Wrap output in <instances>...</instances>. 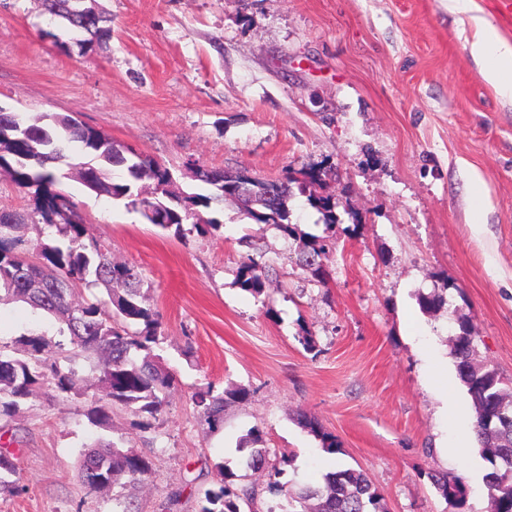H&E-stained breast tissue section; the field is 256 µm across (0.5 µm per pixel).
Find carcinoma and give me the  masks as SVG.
Returning a JSON list of instances; mask_svg holds the SVG:
<instances>
[{
  "label": "carcinoma",
  "instance_id": "carcinoma-1",
  "mask_svg": "<svg viewBox=\"0 0 512 512\" xmlns=\"http://www.w3.org/2000/svg\"><path fill=\"white\" fill-rule=\"evenodd\" d=\"M86 14L75 21L68 19L59 0H40L42 11L68 21L84 51H91L112 37V17L100 9L98 0H87ZM79 146L85 160L75 161L73 146ZM133 149L112 139L109 134L82 124L69 114L43 113L30 118L21 112H0V172L31 196L33 208L28 215L0 209V302L4 299L27 303L33 310L49 315L60 324V332L70 336L74 355L85 358L99 374L106 388L103 398L94 400L88 417L95 425H104L112 409L122 407L135 415L155 417L165 405L167 393L174 387V373L163 368L150 354L159 341L158 319L141 296L142 276L133 266L112 263L94 240H84L80 216L72 211L67 195L59 189L61 179L74 174L90 192L115 200L139 212L159 227L184 233V225L204 233L219 228V222L207 216L212 204H221L226 196L238 198L244 211L265 227L293 240L297 265L318 283H326L321 256L335 247L327 237L307 235L291 222L288 201L293 196L295 180L286 175L279 180L273 201L251 199L238 192L234 178L198 169L195 177L209 186V193L186 194L170 189L172 177L154 158L139 154V167L121 181L114 171L124 170L121 159ZM309 204L320 211L323 222L336 224V201L329 195L310 197ZM55 230V235L23 239L20 229L26 225ZM271 262L260 255H248L238 268L241 288L261 294ZM104 286L109 303L75 300L83 288ZM26 357H16L0 349V416L11 415L38 388L60 392L80 389L82 376L75 368L45 365L39 359L45 343L42 335L30 334L25 341ZM476 338L463 324L455 342L458 371L476 409L475 431L486 449L489 473L484 481L488 512H512V400H506L503 379L498 371L475 363ZM194 404L205 421L216 426L224 420L227 405L224 396L211 391L194 394ZM320 440L328 454H337L340 444L315 419L303 423ZM269 452L254 448L246 467L260 471L268 465ZM79 471L86 488L121 481H143L151 472L150 460L131 449L94 444L81 455ZM17 473L14 458L0 452V490L11 488L5 475ZM447 498L463 502L466 487L463 478L443 474L435 478ZM255 499V487L234 490L223 485L208 494L209 506L202 512H239L240 496ZM382 496L366 474L352 468H336L323 475V485H295L288 488L279 512H386Z\"/></svg>",
  "mask_w": 512,
  "mask_h": 512
}]
</instances>
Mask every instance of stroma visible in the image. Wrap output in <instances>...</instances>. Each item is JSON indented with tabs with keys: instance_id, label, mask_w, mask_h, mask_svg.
<instances>
[{
	"instance_id": "stroma-1",
	"label": "stroma",
	"mask_w": 512,
	"mask_h": 512,
	"mask_svg": "<svg viewBox=\"0 0 512 512\" xmlns=\"http://www.w3.org/2000/svg\"><path fill=\"white\" fill-rule=\"evenodd\" d=\"M100 2L112 37L84 54L38 0H0V105L74 114L187 192L202 189L195 166L324 171L309 193L335 196V224L300 192L291 221L338 247L322 285L232 201L209 211L218 230L179 237L64 180L86 239L140 271L161 321L153 350L177 383L157 417L117 407L95 426L86 412L101 390L77 359L79 392L46 388L0 417L20 486L0 493V512H112L116 497L129 512H202L226 482L257 485L258 512H270L336 465L363 470L386 512H487L488 463L454 343L466 323L477 362L512 393V104L470 58L469 26L446 0ZM261 251L274 273L255 295L237 268ZM439 292L448 308L422 309L420 295ZM33 333L49 361L68 341L53 317L0 303V346L25 356ZM207 389L234 395L215 429L192 401ZM305 416L341 453L322 450ZM96 440L150 458L149 477L88 491L77 460ZM255 447L287 455L276 480L246 468ZM446 472L463 476L464 504L432 483Z\"/></svg>"
}]
</instances>
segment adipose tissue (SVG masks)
<instances>
[{
  "mask_svg": "<svg viewBox=\"0 0 512 512\" xmlns=\"http://www.w3.org/2000/svg\"><path fill=\"white\" fill-rule=\"evenodd\" d=\"M448 10L468 19L474 30L468 43L471 58L497 94L512 103V44L500 37L488 19L475 14L473 0H448Z\"/></svg>",
  "mask_w": 512,
  "mask_h": 512,
  "instance_id": "ef3b65f1",
  "label": "adipose tissue"
}]
</instances>
